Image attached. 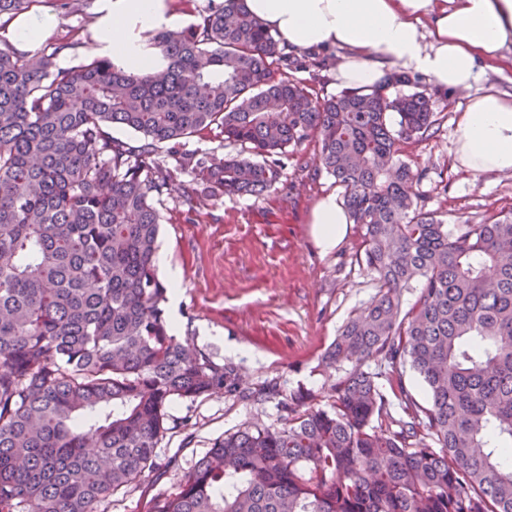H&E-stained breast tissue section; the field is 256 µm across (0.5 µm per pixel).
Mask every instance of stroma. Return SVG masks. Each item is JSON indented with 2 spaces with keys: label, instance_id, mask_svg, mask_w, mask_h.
I'll return each instance as SVG.
<instances>
[{
  "label": "stroma",
  "instance_id": "obj_1",
  "mask_svg": "<svg viewBox=\"0 0 512 512\" xmlns=\"http://www.w3.org/2000/svg\"><path fill=\"white\" fill-rule=\"evenodd\" d=\"M82 0H72L67 14L43 49L65 40L73 49L56 63L72 68L83 61L86 36L95 20L86 18ZM428 91L435 113L433 135L405 144L403 160L422 174L418 204L448 224H483L512 214V172L479 176L457 168L455 142L460 109L469 98ZM189 178L175 174L161 215L158 250L169 272L182 278L175 317L179 336H188L217 358L237 365L239 399L224 395L180 400L169 409L170 430L158 447L165 473L148 475L135 491L114 496L110 512H149L161 492L173 491L191 463L213 439L253 422L278 426L287 419L289 393L312 391L321 406L332 401L331 386L350 371V363L325 368L321 357L352 313L375 294L358 263L360 225L348 227L336 249L322 252L311 233L310 216L325 194L343 195L334 178L319 170L314 146L289 158L279 183L265 195L200 197L183 200ZM276 387L280 398L258 397Z\"/></svg>",
  "mask_w": 512,
  "mask_h": 512
}]
</instances>
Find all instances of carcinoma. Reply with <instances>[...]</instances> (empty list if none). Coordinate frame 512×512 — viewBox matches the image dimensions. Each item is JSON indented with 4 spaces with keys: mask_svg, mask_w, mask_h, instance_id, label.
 Wrapping results in <instances>:
<instances>
[{
    "mask_svg": "<svg viewBox=\"0 0 512 512\" xmlns=\"http://www.w3.org/2000/svg\"><path fill=\"white\" fill-rule=\"evenodd\" d=\"M37 2L68 5L0 0V30ZM151 40L168 65L150 75L93 55L60 68L67 41L0 40V512H105L157 468L174 402L240 396L236 366L166 318L157 204L177 172L189 205L260 196L310 142L377 288L322 357L352 368L329 407L302 410L314 396L297 391L281 426L215 438L150 512H512V217L446 224L418 207L400 143L434 126L419 81L320 99L289 73L326 61L281 48L244 0ZM212 130L241 151L181 150Z\"/></svg>",
    "mask_w": 512,
    "mask_h": 512,
    "instance_id": "1",
    "label": "carcinoma"
}]
</instances>
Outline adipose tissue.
<instances>
[{
	"label": "adipose tissue",
	"instance_id": "ef3b65f1",
	"mask_svg": "<svg viewBox=\"0 0 512 512\" xmlns=\"http://www.w3.org/2000/svg\"><path fill=\"white\" fill-rule=\"evenodd\" d=\"M176 2L100 0L98 51L121 69H165L168 60L150 38L180 22ZM245 7L281 46L344 49L335 77L350 89L376 86L396 67L450 93L471 89L482 71H512V0H245ZM57 24L48 14L20 17L11 39L31 53ZM455 158L475 176L512 171V93L490 89L469 98ZM311 222L318 246L329 252L345 237L349 219L329 194L313 207Z\"/></svg>",
	"mask_w": 512,
	"mask_h": 512
}]
</instances>
